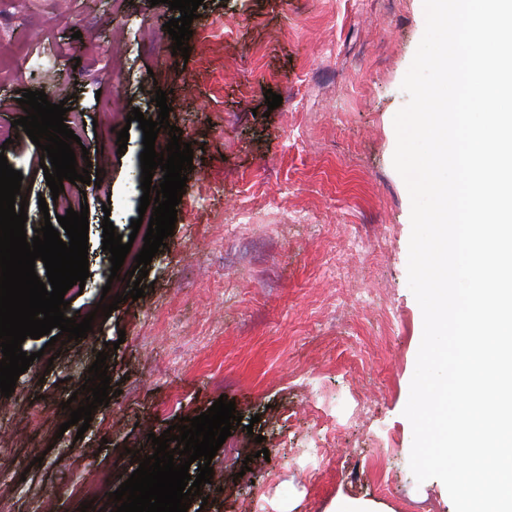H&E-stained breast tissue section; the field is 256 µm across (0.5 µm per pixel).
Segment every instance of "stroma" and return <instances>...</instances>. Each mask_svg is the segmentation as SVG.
Returning <instances> with one entry per match:
<instances>
[{
	"mask_svg": "<svg viewBox=\"0 0 512 512\" xmlns=\"http://www.w3.org/2000/svg\"><path fill=\"white\" fill-rule=\"evenodd\" d=\"M20 2L13 36L32 65L6 83L8 99L47 89L83 113L73 131L108 155L111 174L64 186L87 196L90 273L64 315L94 314L92 332L50 347L27 340L35 360L11 397L0 394L14 512L39 499L80 512L71 486L81 470L131 475L130 450L151 455V434L220 398L254 426H233L234 455L217 452L216 480L188 512H333L340 502L454 512L440 480L416 482L403 414L423 318L407 280L410 198L392 163L393 118L408 100L422 0H203L185 57L164 27L181 13L164 0ZM118 46L126 81L115 87L97 65ZM160 90L193 168L133 301L125 280L109 278L102 220L122 233L139 216L143 132L131 125L122 150L92 122L112 103L157 117ZM269 90L279 107L268 108ZM4 154L23 175L27 223L41 228L38 200L51 196L42 151L24 134ZM106 285L123 296L108 316L95 311ZM101 351L120 392L81 434L62 403ZM327 433L330 448L311 459Z\"/></svg>",
	"mask_w": 512,
	"mask_h": 512,
	"instance_id": "obj_1",
	"label": "stroma"
}]
</instances>
